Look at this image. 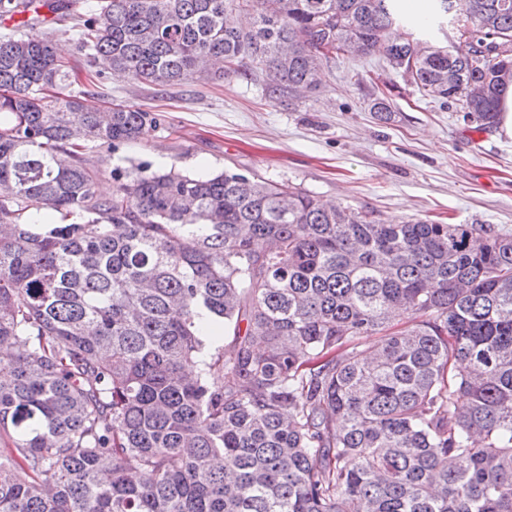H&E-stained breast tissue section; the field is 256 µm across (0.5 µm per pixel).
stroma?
I'll list each match as a JSON object with an SVG mask.
<instances>
[{"mask_svg": "<svg viewBox=\"0 0 512 512\" xmlns=\"http://www.w3.org/2000/svg\"><path fill=\"white\" fill-rule=\"evenodd\" d=\"M95 10L96 0H79L73 19L61 22L51 13L39 26L70 60L72 90L91 91L103 107L130 105L163 117L137 142L90 145L101 196H111L115 174L138 164L195 176L226 170L289 180L383 220L427 215L512 230V137L496 126L473 131L456 112L419 101L403 84L391 93L392 120L376 121L368 88L350 76L382 72L381 54L333 66L318 90L282 102L243 76L162 87L107 71L93 81L76 19Z\"/></svg>", "mask_w": 512, "mask_h": 512, "instance_id": "stroma-1", "label": "stroma"}]
</instances>
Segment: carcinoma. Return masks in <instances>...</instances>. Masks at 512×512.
Here are the masks:
<instances>
[{
	"instance_id": "obj_1",
	"label": "carcinoma",
	"mask_w": 512,
	"mask_h": 512,
	"mask_svg": "<svg viewBox=\"0 0 512 512\" xmlns=\"http://www.w3.org/2000/svg\"><path fill=\"white\" fill-rule=\"evenodd\" d=\"M21 5L0 0V512H512V232L229 171L141 167L102 197L87 144L161 118L68 90ZM98 11L88 61L153 85L249 73L277 98L379 51L483 131L512 84V0Z\"/></svg>"
}]
</instances>
